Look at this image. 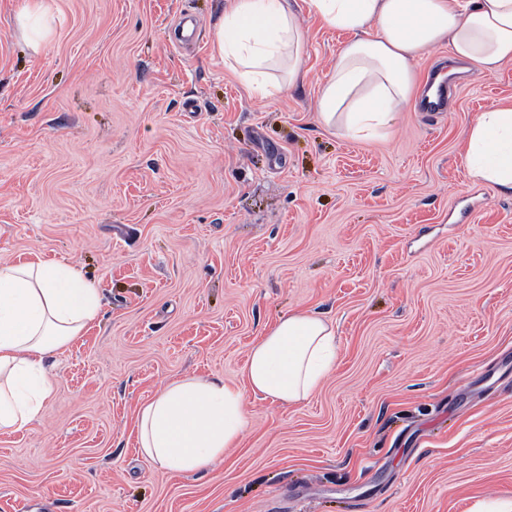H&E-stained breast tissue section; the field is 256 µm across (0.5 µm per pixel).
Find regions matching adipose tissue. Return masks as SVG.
I'll return each instance as SVG.
<instances>
[{
	"label": "adipose tissue",
	"mask_w": 512,
	"mask_h": 512,
	"mask_svg": "<svg viewBox=\"0 0 512 512\" xmlns=\"http://www.w3.org/2000/svg\"><path fill=\"white\" fill-rule=\"evenodd\" d=\"M310 16L350 33L320 93L317 119L356 140L385 138L418 89V59L448 45L452 60L493 74L512 62V0H303ZM31 49L53 33L40 0L16 17ZM212 48L251 93L296 81L305 40L290 0H229ZM471 182L512 193V102L481 112L464 138ZM101 309L98 288L70 263H0V433L27 429L55 390L44 359L69 346ZM335 325L313 313L281 316L252 345L243 382L184 377L143 402L144 459L189 475L223 462L247 424L245 391L288 405L309 400L336 363Z\"/></svg>",
	"instance_id": "obj_1"
}]
</instances>
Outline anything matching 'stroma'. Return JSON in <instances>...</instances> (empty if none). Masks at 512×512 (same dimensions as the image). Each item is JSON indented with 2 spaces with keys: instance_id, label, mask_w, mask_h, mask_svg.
<instances>
[{
  "instance_id": "obj_1",
  "label": "stroma",
  "mask_w": 512,
  "mask_h": 512,
  "mask_svg": "<svg viewBox=\"0 0 512 512\" xmlns=\"http://www.w3.org/2000/svg\"><path fill=\"white\" fill-rule=\"evenodd\" d=\"M0 0V261L75 265L95 322L50 356L53 396L0 434V512H473L512 498V195L463 137L512 102V62L455 75L385 139L316 121L348 40L295 0L303 76L251 94L212 53L227 0ZM336 325L320 392H245L224 463L166 476L136 411L168 382L240 381L289 312ZM16 31L33 51H37L53 33L47 7L42 3L26 6L16 17Z\"/></svg>"
}]
</instances>
